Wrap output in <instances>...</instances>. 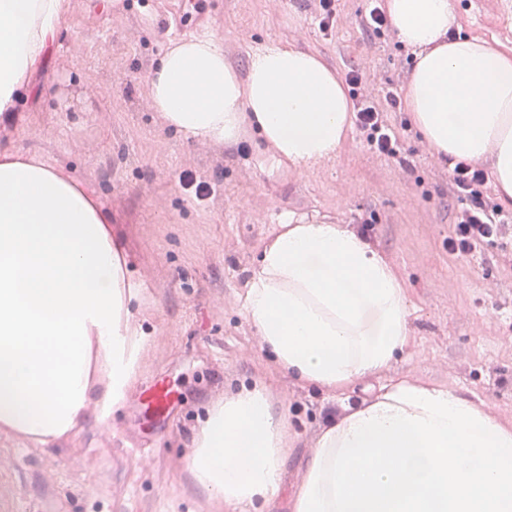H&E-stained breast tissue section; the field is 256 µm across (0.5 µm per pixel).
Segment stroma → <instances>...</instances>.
<instances>
[{
	"mask_svg": "<svg viewBox=\"0 0 512 512\" xmlns=\"http://www.w3.org/2000/svg\"><path fill=\"white\" fill-rule=\"evenodd\" d=\"M457 29L512 56V0H449ZM48 56L29 75L0 151L34 156L75 177L110 217L134 275L130 304L146 337L132 386L168 377L180 417L153 437L150 458L125 451L141 439L129 405L90 408L77 433L42 446L0 430V492L15 512H224L195 483L187 455L208 411L241 388L262 386L288 424L275 505L290 512L323 410L369 403L381 384L409 379L454 390L512 427V274L484 245L466 261L444 246L456 199L445 160L410 135L398 162L373 156L350 129L335 158L309 167L273 160L251 126L238 140L195 147L149 106L147 77L167 39L192 37L206 19L226 63L246 75L251 53L274 43L314 53L338 76L352 69L397 80L392 41L359 26L366 0H341L321 31L309 0H67ZM208 182L195 196L181 177ZM373 227L370 247L393 267L408 301V339L381 373L343 388L299 380L261 347L243 303L251 271L285 219Z\"/></svg>",
	"mask_w": 512,
	"mask_h": 512,
	"instance_id": "35a3bbf8",
	"label": "stroma"
}]
</instances>
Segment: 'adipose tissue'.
Instances as JSON below:
<instances>
[{"mask_svg":"<svg viewBox=\"0 0 512 512\" xmlns=\"http://www.w3.org/2000/svg\"><path fill=\"white\" fill-rule=\"evenodd\" d=\"M400 40L417 51L404 105L436 154L492 158L512 208V57L468 38L449 0H388ZM64 0H0V112L48 53ZM150 100L184 143L235 140L254 125L279 157L335 156L351 124L343 82L314 54L272 45L246 78L214 37L168 41ZM108 216L72 178L0 153V429L42 445L71 435L90 406L110 414L136 373L143 334L135 286ZM391 265L336 224H282L251 274L247 321L300 380L342 388L384 371L408 336ZM288 427L262 388L213 408L189 455L198 486L226 512L271 503ZM291 512H512V427L455 391L390 381L326 429Z\"/></svg>","mask_w":512,"mask_h":512,"instance_id":"adipose-tissue-1","label":"adipose tissue"}]
</instances>
